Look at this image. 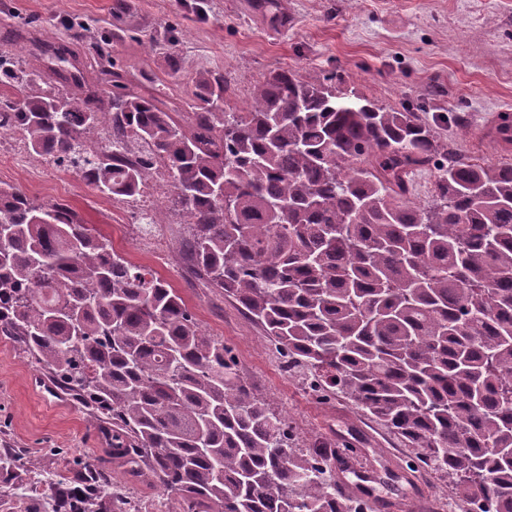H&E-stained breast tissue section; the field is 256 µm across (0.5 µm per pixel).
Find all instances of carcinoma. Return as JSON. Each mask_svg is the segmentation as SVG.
<instances>
[{"label": "carcinoma", "mask_w": 512, "mask_h": 512, "mask_svg": "<svg viewBox=\"0 0 512 512\" xmlns=\"http://www.w3.org/2000/svg\"><path fill=\"white\" fill-rule=\"evenodd\" d=\"M44 66L79 62L59 43ZM0 100V131L131 198L160 164L210 286L264 331L309 393L342 395L448 479L469 512H512V163L441 150L413 112L386 108L334 72L272 71L241 112H217L224 76L193 80L178 110L105 70L112 91L49 92L28 75ZM113 135L108 150L87 151ZM494 137L512 144V116ZM438 170L430 204L411 175ZM0 333L19 337L99 422L128 483L174 495L176 512H371L341 493L348 464L323 442L294 447L286 417L238 373L171 285L118 255L63 203L0 186ZM34 460L0 452V483ZM140 512L101 464H76L44 492L57 512Z\"/></svg>", "instance_id": "obj_1"}]
</instances>
